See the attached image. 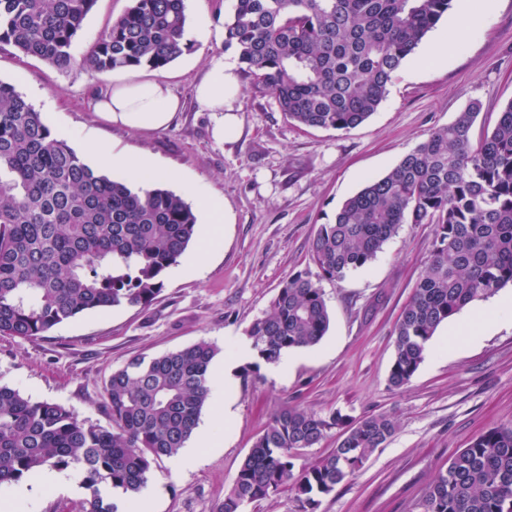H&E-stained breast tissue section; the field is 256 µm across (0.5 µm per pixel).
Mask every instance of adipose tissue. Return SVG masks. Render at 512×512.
Listing matches in <instances>:
<instances>
[{
    "mask_svg": "<svg viewBox=\"0 0 512 512\" xmlns=\"http://www.w3.org/2000/svg\"><path fill=\"white\" fill-rule=\"evenodd\" d=\"M494 7V0H463L460 23L442 36L428 51L427 61L439 62L454 52L467 30L483 24ZM240 93V81L234 63L224 60L214 62L195 87L197 103L216 117L215 132L218 136L231 134L233 112ZM181 103L169 84L158 81L138 82L118 80L95 103V111L111 115L113 123L130 127L159 129L168 125ZM100 158L125 176L135 177L145 186L168 178L169 173L153 159L141 154L114 152L102 146ZM251 341L244 340L235 347L231 358L215 362L211 367L212 385L210 400L213 422L229 419L232 405L233 371L236 363L251 357Z\"/></svg>",
    "mask_w": 512,
    "mask_h": 512,
    "instance_id": "adipose-tissue-1",
    "label": "adipose tissue"
}]
</instances>
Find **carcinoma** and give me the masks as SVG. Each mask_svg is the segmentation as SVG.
Listing matches in <instances>:
<instances>
[{"label": "carcinoma", "instance_id": "obj_1", "mask_svg": "<svg viewBox=\"0 0 512 512\" xmlns=\"http://www.w3.org/2000/svg\"><path fill=\"white\" fill-rule=\"evenodd\" d=\"M97 0H0V45L52 66L92 75L149 68L180 57L184 0H131L80 58L71 49ZM224 46L256 89L290 121L350 130L385 101L396 72L448 12L452 0H228ZM479 105L432 130L386 175L347 198L319 227L312 262L344 281L368 266L403 224H430L427 266L393 331L388 386L407 385L438 327L478 300L512 286V100L479 139ZM179 195L90 167L43 122L13 85L0 81V336L43 337L90 310L146 307L195 234ZM330 313L307 273L291 276L247 336L260 362L316 345ZM219 352L200 340L135 357L104 380L110 424L65 406L34 402L0 384V487L43 467L73 469L86 490L77 512H139L154 466L178 454L210 394ZM336 426V445L297 472V451ZM395 422L355 424L299 407L278 411L256 438L216 512H242L283 489L313 505L385 444ZM419 512H512V424L480 434L439 472Z\"/></svg>", "mask_w": 512, "mask_h": 512}]
</instances>
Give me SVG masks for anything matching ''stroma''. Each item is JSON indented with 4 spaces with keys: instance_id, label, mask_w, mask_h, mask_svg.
Returning a JSON list of instances; mask_svg holds the SVG:
<instances>
[{
    "instance_id": "stroma-1",
    "label": "stroma",
    "mask_w": 512,
    "mask_h": 512,
    "mask_svg": "<svg viewBox=\"0 0 512 512\" xmlns=\"http://www.w3.org/2000/svg\"><path fill=\"white\" fill-rule=\"evenodd\" d=\"M130 5L97 0L74 40V54L84 53ZM227 11V0H185L188 50L166 69L125 71L128 79L169 83L182 100V112L162 129L117 126L94 111L111 78L76 67L61 70L9 46L0 49V81L26 96L56 138L86 163H93L99 144L149 155L170 173L163 188L182 195L197 221L205 219L204 193L217 197L225 212L221 238L205 255L202 271L184 276L169 268L151 305L89 311L42 338L0 337V383L108 425L101 391L113 371L133 357H154L202 339L229 355L269 310L283 282L302 271L324 292L328 332L313 347L288 351L280 375L249 361L236 367L233 414L216 428L218 447L202 449L199 463L176 479L168 463L154 467L147 484L155 493L152 510L215 512L273 415L297 405L350 423L385 414L397 430L315 506L285 489L245 512H418L438 471L478 435L512 423V314L468 343L433 336L410 383L393 390V330L430 256L431 225H402L375 261L340 283L322 277L310 247L320 225L333 223L368 178L385 175L470 102L481 105L473 134L493 127L512 100V0H495L491 16L467 34L447 63L424 65L425 51L417 49L377 112L354 129L291 123L274 97L255 92L245 77L238 131L222 140L192 86L213 62L237 58L197 32L199 17L219 29Z\"/></svg>"
}]
</instances>
